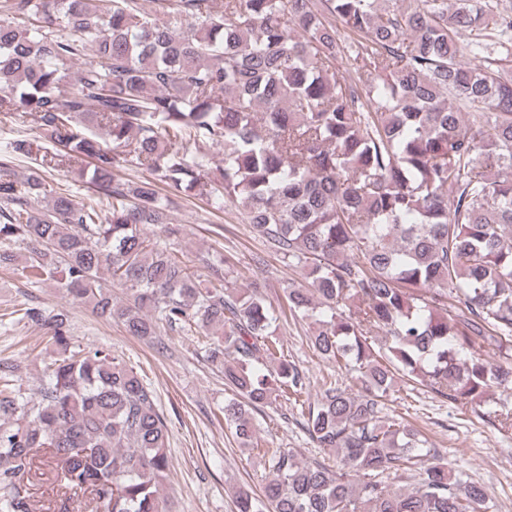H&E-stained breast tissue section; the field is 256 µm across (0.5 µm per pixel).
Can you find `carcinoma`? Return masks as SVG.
Segmentation results:
<instances>
[{
    "label": "carcinoma",
    "mask_w": 512,
    "mask_h": 512,
    "mask_svg": "<svg viewBox=\"0 0 512 512\" xmlns=\"http://www.w3.org/2000/svg\"><path fill=\"white\" fill-rule=\"evenodd\" d=\"M151 3L0 0V115L42 133L38 146L0 148V241L26 245L21 275L142 340L204 331L232 391L224 422L259 448L257 410L308 389L275 309L259 286L237 287L233 256L202 258L201 280L147 235L177 236L168 212L191 192L235 206L303 271L289 310L358 386L324 382L303 414L336 468L260 448L264 498L239 490L238 512H490L485 488L384 405L401 382L463 407L497 389L498 430L512 432V9ZM19 156L35 163L23 177ZM75 165L93 190L83 202L47 181ZM133 169L136 183L122 178ZM20 312L49 331L55 355L35 399L0 366V512H32L24 479L38 466L58 488L49 512H167L153 392L111 350L72 346L68 314Z\"/></svg>",
    "instance_id": "obj_1"
}]
</instances>
